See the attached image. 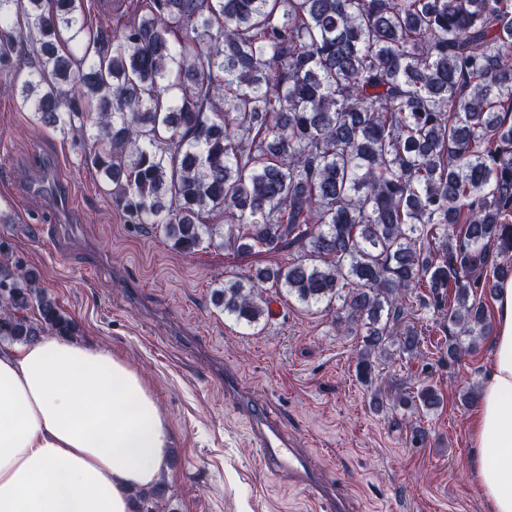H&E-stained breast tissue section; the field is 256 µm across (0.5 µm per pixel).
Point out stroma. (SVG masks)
I'll return each mask as SVG.
<instances>
[{
  "mask_svg": "<svg viewBox=\"0 0 512 512\" xmlns=\"http://www.w3.org/2000/svg\"><path fill=\"white\" fill-rule=\"evenodd\" d=\"M1 262L32 269L79 325V342L112 349L142 372L173 432L162 478L165 512H324L287 475H269L238 398L224 391L232 373L240 396L267 405L350 512H489L472 481L475 406L459 401L480 389L492 348L479 341L455 364L438 347L447 309L415 315L425 346L414 359L391 353L376 383L431 384L438 412L397 405L370 411L356 375L358 334H338L332 317L279 293L260 329L225 318L212 293L224 279L283 264L287 251L240 256L200 246L172 248L162 230L133 224L116 210L79 138L39 125L0 96ZM427 432L413 437V426Z\"/></svg>",
  "mask_w": 512,
  "mask_h": 512,
  "instance_id": "stroma-1",
  "label": "stroma"
}]
</instances>
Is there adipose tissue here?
Here are the masks:
<instances>
[{
	"mask_svg": "<svg viewBox=\"0 0 512 512\" xmlns=\"http://www.w3.org/2000/svg\"><path fill=\"white\" fill-rule=\"evenodd\" d=\"M493 359L471 432L490 512H512V280L494 300ZM168 419L144 377L106 348L40 336L0 350V512H136L168 462Z\"/></svg>",
	"mask_w": 512,
	"mask_h": 512,
	"instance_id": "1",
	"label": "adipose tissue"
}]
</instances>
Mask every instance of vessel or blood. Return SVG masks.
Segmentation results:
<instances>
[{"label": "vessel or blood", "mask_w": 512, "mask_h": 512, "mask_svg": "<svg viewBox=\"0 0 512 512\" xmlns=\"http://www.w3.org/2000/svg\"><path fill=\"white\" fill-rule=\"evenodd\" d=\"M246 414L252 423L253 438L270 470L288 474L290 479L323 502L329 512H346L341 489L327 487L315 477L305 455L288 439L267 407L252 404L247 406Z\"/></svg>", "instance_id": "1"}]
</instances>
